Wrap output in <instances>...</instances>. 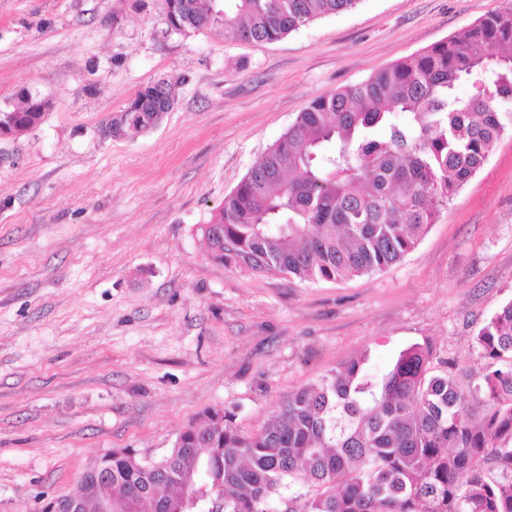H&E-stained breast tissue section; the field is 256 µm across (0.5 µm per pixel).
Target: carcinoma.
Here are the masks:
<instances>
[{
    "instance_id": "cac0c4a2",
    "label": "carcinoma",
    "mask_w": 512,
    "mask_h": 512,
    "mask_svg": "<svg viewBox=\"0 0 512 512\" xmlns=\"http://www.w3.org/2000/svg\"><path fill=\"white\" fill-rule=\"evenodd\" d=\"M359 0H165L176 32L218 28L227 40L271 43ZM469 83L474 93L457 94ZM175 100L161 79L119 120L126 135L157 124ZM48 102L7 113L27 132ZM512 127V0L460 33L365 81L315 98L224 196L201 228L210 257L256 273L337 281L382 271L412 251L440 210ZM487 365L476 382L432 373L414 344L377 373L353 359L290 395L252 434L210 410L160 461L104 454L79 500L132 498L134 512H178L187 491L221 512H512V300L478 330ZM502 472L494 479L487 466ZM301 474L304 492L289 479Z\"/></svg>"
}]
</instances>
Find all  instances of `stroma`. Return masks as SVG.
Masks as SVG:
<instances>
[{
  "instance_id": "35a3bbf8",
  "label": "stroma",
  "mask_w": 512,
  "mask_h": 512,
  "mask_svg": "<svg viewBox=\"0 0 512 512\" xmlns=\"http://www.w3.org/2000/svg\"><path fill=\"white\" fill-rule=\"evenodd\" d=\"M503 0H359L262 44L172 31L165 0H0V112L49 101L0 142V512L72 494L105 453L158 460L207 411L260 430L289 393L430 342L474 338L512 300V130L419 245L385 271L303 282L209 259L200 232L317 97L448 39ZM175 82L146 132L106 129Z\"/></svg>"
}]
</instances>
